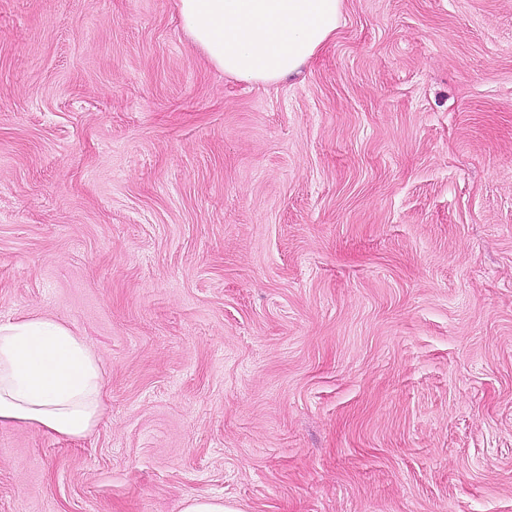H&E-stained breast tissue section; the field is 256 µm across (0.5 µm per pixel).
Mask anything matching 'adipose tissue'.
<instances>
[{"label":"adipose tissue","mask_w":512,"mask_h":512,"mask_svg":"<svg viewBox=\"0 0 512 512\" xmlns=\"http://www.w3.org/2000/svg\"><path fill=\"white\" fill-rule=\"evenodd\" d=\"M192 42L224 75L276 84L336 36L344 0H175ZM100 361L85 338L48 316L0 321V424L58 436L93 432L104 406Z\"/></svg>","instance_id":"ef3b65f1"}]
</instances>
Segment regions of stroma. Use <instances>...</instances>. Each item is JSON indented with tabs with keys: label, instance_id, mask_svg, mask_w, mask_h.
Masks as SVG:
<instances>
[{
	"label": "stroma",
	"instance_id": "stroma-1",
	"mask_svg": "<svg viewBox=\"0 0 512 512\" xmlns=\"http://www.w3.org/2000/svg\"><path fill=\"white\" fill-rule=\"evenodd\" d=\"M83 336L0 512H512V0H345L240 82L173 0H0V320ZM181 512H243L235 503L217 497H189Z\"/></svg>",
	"mask_w": 512,
	"mask_h": 512
}]
</instances>
